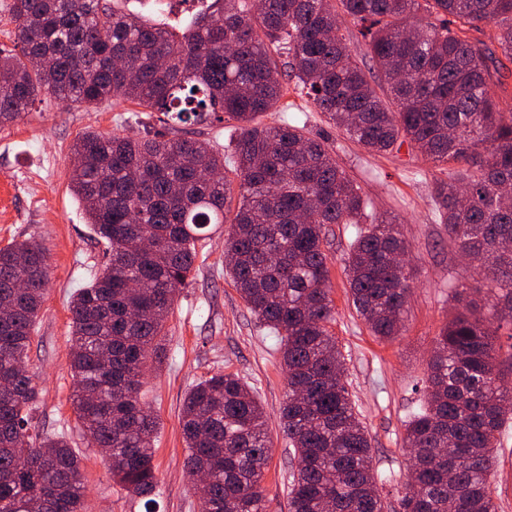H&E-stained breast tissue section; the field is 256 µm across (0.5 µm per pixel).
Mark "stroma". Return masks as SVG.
<instances>
[{"instance_id": "1", "label": "stroma", "mask_w": 512, "mask_h": 512, "mask_svg": "<svg viewBox=\"0 0 512 512\" xmlns=\"http://www.w3.org/2000/svg\"><path fill=\"white\" fill-rule=\"evenodd\" d=\"M122 7L168 26L186 25L193 0H123ZM145 113L130 102L88 108L40 95L29 112L0 128V247L35 238L45 249L50 283L33 333L28 362L37 388L41 429L67 433L81 457L85 512H144L112 477L98 448L83 436L72 408L70 301L105 260L85 211L69 187L70 147L83 132L134 135ZM263 123L304 127L331 149L337 163L360 186L374 215L397 218L412 250L414 288L404 330L393 341L373 336L357 314L343 272L351 230L334 225L330 238L331 298L336 319L330 332L345 358V383L372 442V465L383 483L389 512H400L398 489L409 471L405 423L423 395L433 339L451 318L456 289L484 307L481 277L448 243L432 193L447 171L409 147L374 154L349 140L316 112L310 99L287 87L278 111ZM225 229L197 244L196 274L176 293L166 323V357L144 378L145 400L158 418L154 463L160 482L159 512H201V499L186 467L180 426L183 397L216 373L238 375L255 392L268 420L270 459L264 476V512H288L294 450L279 426L288 392L281 349L271 331L248 310L224 274ZM498 512H512V425L502 433L491 482Z\"/></svg>"}]
</instances>
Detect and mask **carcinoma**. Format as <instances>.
Wrapping results in <instances>:
<instances>
[{
    "label": "carcinoma",
    "mask_w": 512,
    "mask_h": 512,
    "mask_svg": "<svg viewBox=\"0 0 512 512\" xmlns=\"http://www.w3.org/2000/svg\"><path fill=\"white\" fill-rule=\"evenodd\" d=\"M426 21L416 19L418 13ZM347 16L383 77L352 56ZM14 48L0 49V127L42 93L74 107L131 102L147 113L138 138L83 133L70 190L109 258L70 301L73 410L120 485L155 505L157 418L141 399L149 363L166 350L176 286L197 243L230 223L225 274L280 338L288 397L280 426L297 465L290 512H385L368 431L343 381L328 326L329 227L357 232L344 260L352 304L372 334L399 335L413 288L399 225L368 200L329 147L303 128L260 117L295 79L327 122L375 153L408 144L457 169L433 187L448 240L484 275L489 313L467 303L434 340L423 399L405 424L411 464L403 512H498L491 478L512 420V103L488 41L512 56V0H212L181 33L113 0H10ZM491 24L485 41L467 35ZM235 122L230 154L190 127ZM232 164L231 181L221 176ZM49 285L32 239L0 247V512H84L80 458L64 433L34 421L28 361ZM96 387L93 398L87 386ZM187 465L210 478L202 512H263L270 453L263 407L237 375L216 373L185 394Z\"/></svg>",
    "instance_id": "obj_1"
}]
</instances>
